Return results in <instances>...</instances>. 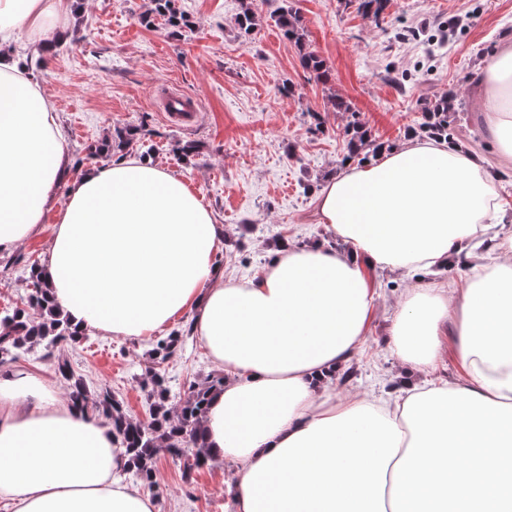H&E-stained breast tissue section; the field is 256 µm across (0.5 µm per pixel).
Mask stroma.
<instances>
[{
	"label": "stroma",
	"instance_id": "1",
	"mask_svg": "<svg viewBox=\"0 0 512 512\" xmlns=\"http://www.w3.org/2000/svg\"><path fill=\"white\" fill-rule=\"evenodd\" d=\"M187 24L170 27L151 16V0H78L65 39L34 56L30 67L50 94L70 148L71 178L91 167V146L126 128H141L128 152L184 175L224 226L216 263L225 279L260 275L279 243L329 245L336 237L311 215L325 183L344 170L345 129L358 113L372 139L392 147L417 130L422 109L447 91L456 95V138L496 159L473 80L504 43H512V0H390L377 23L344 0H295L309 50L324 59L329 82L316 81L283 37L273 13L278 0H252L260 18L249 36L236 24L240 0H174ZM178 89L197 104L196 119H165L158 88ZM290 94H283V87ZM351 112L333 111L330 96ZM193 142L200 151L184 155ZM51 225L0 257V312L19 305L31 265L46 260ZM379 298L367 336L332 377L351 394L402 387L403 366L385 352L393 313L413 279L397 271L375 275ZM188 317L172 326L183 345L166 365L167 406H177L190 382L218 374L192 335ZM155 340L87 333L45 358L41 346L21 354V367H46L60 400L67 384L56 371L69 364L89 396L108 386L127 416L148 415ZM156 512H229L233 466L210 463L185 472L159 457Z\"/></svg>",
	"mask_w": 512,
	"mask_h": 512
}]
</instances>
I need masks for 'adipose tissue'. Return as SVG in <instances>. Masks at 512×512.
<instances>
[{"instance_id": "adipose-tissue-1", "label": "adipose tissue", "mask_w": 512, "mask_h": 512, "mask_svg": "<svg viewBox=\"0 0 512 512\" xmlns=\"http://www.w3.org/2000/svg\"><path fill=\"white\" fill-rule=\"evenodd\" d=\"M76 0H0V255L56 215L41 278L76 330L144 340L190 315L227 378L204 414L212 460L235 466L231 512H512V234L460 288L408 291L387 353L456 380L390 400L329 379L366 336L379 270L424 274L477 249L503 219L488 160L454 140L409 137L331 178L315 220L343 249L281 244L257 277L228 282L224 227L186 179L125 157L67 180L70 154L43 85L12 46L48 54ZM486 132L512 160V46L474 75ZM108 419L61 402L41 367L0 372V496L11 512H155L121 475Z\"/></svg>"}]
</instances>
